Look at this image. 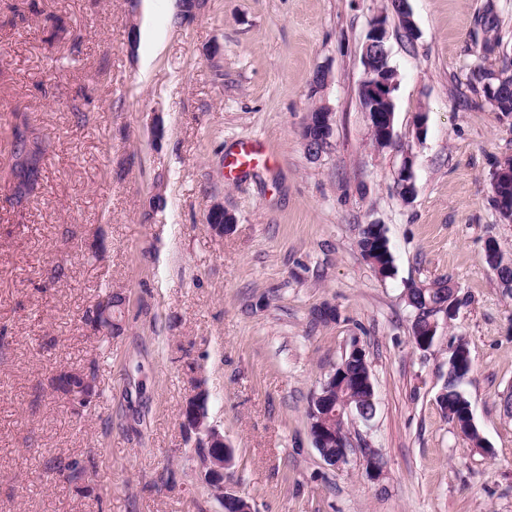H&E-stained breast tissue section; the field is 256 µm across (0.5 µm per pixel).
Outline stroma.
Instances as JSON below:
<instances>
[{"label":"stroma","mask_w":512,"mask_h":512,"mask_svg":"<svg viewBox=\"0 0 512 512\" xmlns=\"http://www.w3.org/2000/svg\"><path fill=\"white\" fill-rule=\"evenodd\" d=\"M487 1L408 0V33L389 0H204L190 23L176 0H0V512H223L182 426L198 379L234 450L225 480L256 512H512V297L485 254L493 238L512 255V222L490 200L512 120L472 86L475 65L512 60V0H492L502 47L480 59ZM382 14L398 81L395 144L378 149L358 90ZM321 65L334 129L312 156L301 131ZM20 114L47 151L18 205ZM253 139L264 155L228 173ZM217 202L236 217L221 237L206 222ZM374 222L394 255L387 277L357 247ZM442 278L462 303L423 351L405 288ZM104 284L125 299L112 336L84 320ZM325 302L338 310L328 324L312 315ZM455 338L485 454L437 403ZM355 346L376 414L348 422L338 469L307 409ZM67 370L94 373L101 397L73 408L53 387ZM72 459L90 467L85 488L54 472Z\"/></svg>","instance_id":"stroma-1"}]
</instances>
